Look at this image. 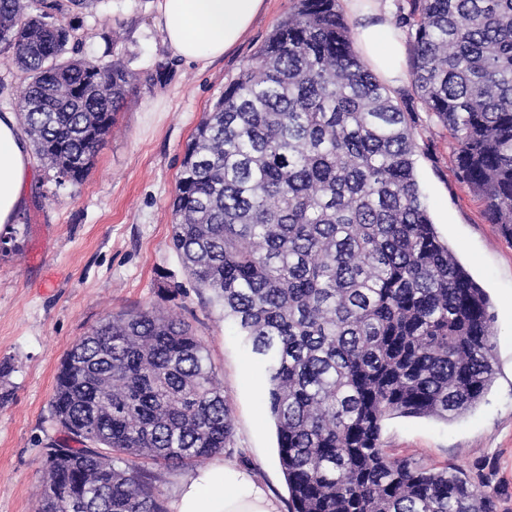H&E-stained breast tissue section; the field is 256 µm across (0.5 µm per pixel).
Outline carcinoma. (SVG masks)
Masks as SVG:
<instances>
[{"instance_id": "cac0c4a2", "label": "carcinoma", "mask_w": 512, "mask_h": 512, "mask_svg": "<svg viewBox=\"0 0 512 512\" xmlns=\"http://www.w3.org/2000/svg\"><path fill=\"white\" fill-rule=\"evenodd\" d=\"M104 0H0L20 120L58 188L82 182L134 89L79 55ZM410 75L456 177L512 240V0H412ZM414 107L356 51L337 0H295L204 113L170 203L171 245L263 366L289 512H496L484 472L381 448L386 417L454 418L495 378L489 296L438 236L415 177ZM38 512H168L158 477L224 450L231 408L184 319L109 315L64 355Z\"/></svg>"}]
</instances>
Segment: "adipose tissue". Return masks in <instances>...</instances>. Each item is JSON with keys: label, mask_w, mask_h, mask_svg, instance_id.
Masks as SVG:
<instances>
[{"label": "adipose tissue", "mask_w": 512, "mask_h": 512, "mask_svg": "<svg viewBox=\"0 0 512 512\" xmlns=\"http://www.w3.org/2000/svg\"><path fill=\"white\" fill-rule=\"evenodd\" d=\"M265 0H157L156 25L172 56L207 65L224 57L253 24ZM357 47L388 86H404V39L390 0H349ZM36 159L16 112L0 111V224L13 223L23 206ZM171 512H277L264 486L248 470L215 461L179 479Z\"/></svg>", "instance_id": "adipose-tissue-1"}]
</instances>
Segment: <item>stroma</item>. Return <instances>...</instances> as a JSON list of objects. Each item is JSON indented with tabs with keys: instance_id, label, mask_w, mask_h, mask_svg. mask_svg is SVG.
I'll list each match as a JSON object with an SVG mask.
<instances>
[{
	"instance_id": "obj_1",
	"label": "stroma",
	"mask_w": 512,
	"mask_h": 512,
	"mask_svg": "<svg viewBox=\"0 0 512 512\" xmlns=\"http://www.w3.org/2000/svg\"><path fill=\"white\" fill-rule=\"evenodd\" d=\"M294 0H266L238 46L207 67L173 58L158 30L156 0H104L84 15V53L128 61L136 85L77 186L32 178L14 222L0 226V512H35L46 446L62 440L49 401L71 345L110 314L156 307L188 321L209 350L232 410L225 461L250 470L289 512L275 427L262 399L265 374L221 307L199 292L172 249L170 200L187 144L241 69L254 62ZM165 63L156 74V63ZM415 171L434 227L490 297L496 375L470 411L444 421L394 415L381 444L426 465L492 476L497 512H512V239L488 223L453 172L448 131L415 114Z\"/></svg>"
}]
</instances>
